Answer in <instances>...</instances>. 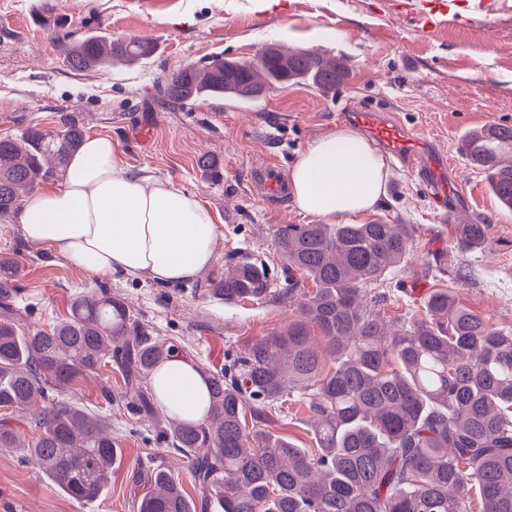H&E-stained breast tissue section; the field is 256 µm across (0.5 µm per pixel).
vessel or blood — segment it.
Returning a JSON list of instances; mask_svg holds the SVG:
<instances>
[{"label":"vessel or blood","mask_w":512,"mask_h":512,"mask_svg":"<svg viewBox=\"0 0 512 512\" xmlns=\"http://www.w3.org/2000/svg\"><path fill=\"white\" fill-rule=\"evenodd\" d=\"M386 3L391 11L425 31L446 22L467 27L498 14H512V0H386ZM343 118L367 129L392 157L416 171L424 185L437 184L440 165L436 158L402 134L391 115L369 107L344 113ZM252 184L262 199L274 201L285 195V183L275 165L268 164L255 171Z\"/></svg>","instance_id":"b4317fda"}]
</instances>
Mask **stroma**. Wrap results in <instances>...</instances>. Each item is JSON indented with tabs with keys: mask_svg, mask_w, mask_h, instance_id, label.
Returning <instances> with one entry per match:
<instances>
[{
	"mask_svg": "<svg viewBox=\"0 0 512 512\" xmlns=\"http://www.w3.org/2000/svg\"><path fill=\"white\" fill-rule=\"evenodd\" d=\"M62 16L68 41L85 34L152 39L154 53L134 64L71 70L62 43L52 41L43 18ZM313 50L345 63L349 78L325 93L312 85L282 84L257 99L201 97L171 107L155 82L184 66L221 55L251 60L266 46ZM383 106L447 162L448 191L431 197L417 173L387 158V179L377 205L354 216L413 227V252L403 265L368 286L382 295L393 328L424 314L423 301L440 289L456 296L490 324L512 329V211L500 206L485 174L459 150L462 138L485 124H512V16L480 28L440 27L425 32L388 11L383 0H280L258 10L256 0H0V138L28 129L58 127L62 115L86 136L110 137L127 165L149 168L198 196L219 233L216 269L228 258L266 262L279 272L274 232L282 224H310L292 197L270 204L256 196L251 171L269 162L289 172L306 144L341 128L342 112ZM210 165H203L202 157ZM491 227L492 249L461 252L448 215ZM463 266L454 281L434 255ZM0 258L15 269L12 317L22 327L46 328L82 295L106 292L129 307L150 336L177 344L211 373H223L230 356L256 338L280 331L295 316L277 299L227 303L206 292L205 279L160 285L145 278H89L64 259L30 249L17 221L0 223ZM116 365L83 375L70 388L73 402L101 416L122 450L100 494L76 500L52 485L16 449L0 448V512H137L145 486L137 471L171 470L185 489L193 479L180 454L159 433L164 414L133 415ZM262 429L314 445L307 401L264 412Z\"/></svg>",
	"mask_w": 512,
	"mask_h": 512,
	"instance_id": "1",
	"label": "stroma"
}]
</instances>
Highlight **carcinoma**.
Segmentation results:
<instances>
[{"mask_svg":"<svg viewBox=\"0 0 512 512\" xmlns=\"http://www.w3.org/2000/svg\"><path fill=\"white\" fill-rule=\"evenodd\" d=\"M155 50L137 36L89 34L67 50L75 71L136 63ZM347 80L343 63L308 50L224 66L214 56L165 78L172 105L199 97H255L271 85L309 82L329 93ZM68 119L0 139V219L16 217L44 183L62 177L84 143ZM501 206L512 210V125L488 124L462 140ZM455 247L491 250L490 225H453ZM281 282L266 265L229 258L207 280L226 302L276 297L297 308L288 327L251 342L209 382V418L167 420L160 438L186 458L197 500L164 468L146 474L138 512H512V329L493 327L446 290L430 293L425 316L396 332L364 300L365 287L403 264L413 247L408 224H283L276 232ZM312 291H303V281ZM10 265L0 264V407L35 412L28 442L0 422V447L18 448L68 495L91 499L104 487L119 449L107 426L68 400L75 378L109 360L128 380L137 416L156 415L140 380L180 353L148 336L128 306L106 294L70 304L49 330L18 328ZM332 360L335 367L325 369ZM307 396L315 447L300 448L248 429L244 408Z\"/></svg>","mask_w":512,"mask_h":512,"instance_id":"cac0c4a2","label":"carcinoma"}]
</instances>
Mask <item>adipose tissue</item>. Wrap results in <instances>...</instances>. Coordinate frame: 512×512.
I'll return each instance as SVG.
<instances>
[{
  "label": "adipose tissue",
  "instance_id": "ef3b65f1",
  "mask_svg": "<svg viewBox=\"0 0 512 512\" xmlns=\"http://www.w3.org/2000/svg\"><path fill=\"white\" fill-rule=\"evenodd\" d=\"M386 175L378 150L355 129L339 128L306 145L290 170L289 185L301 212L333 224L376 205ZM18 221L27 245L92 278L183 283L218 256L217 226L200 200L149 169L131 170L104 136L87 138L61 184L30 198ZM150 388L170 416L205 420L207 382L183 355L164 362Z\"/></svg>",
  "mask_w": 512,
  "mask_h": 512
}]
</instances>
